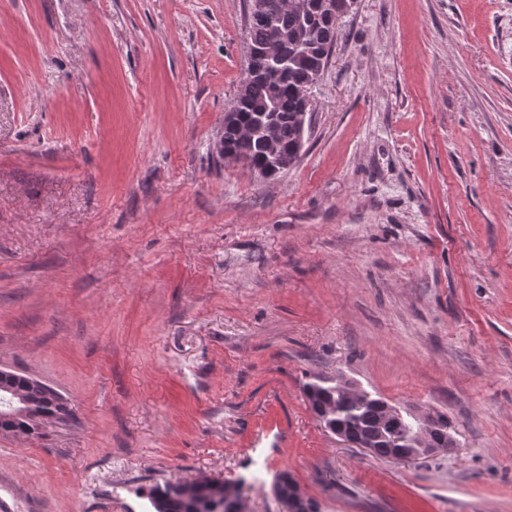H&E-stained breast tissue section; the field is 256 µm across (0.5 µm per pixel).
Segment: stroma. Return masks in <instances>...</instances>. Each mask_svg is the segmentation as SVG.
Listing matches in <instances>:
<instances>
[{
	"instance_id": "stroma-1",
	"label": "stroma",
	"mask_w": 512,
	"mask_h": 512,
	"mask_svg": "<svg viewBox=\"0 0 512 512\" xmlns=\"http://www.w3.org/2000/svg\"><path fill=\"white\" fill-rule=\"evenodd\" d=\"M246 0H0V367L68 413L0 433V512H512V0H352L298 162H225ZM343 373L455 450L348 447ZM212 481L216 490L226 486L229 495L237 493L233 486L224 481ZM193 490L194 486L190 483L184 486L166 481L153 485L148 499L154 512H241L238 496H224V499L215 501L204 482L199 484L194 494L186 496V491L191 493Z\"/></svg>"
}]
</instances>
